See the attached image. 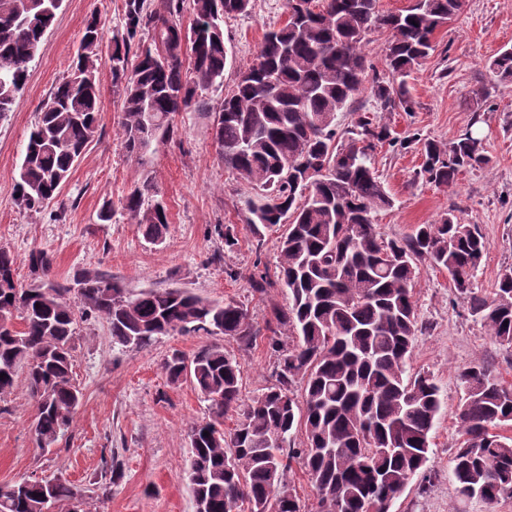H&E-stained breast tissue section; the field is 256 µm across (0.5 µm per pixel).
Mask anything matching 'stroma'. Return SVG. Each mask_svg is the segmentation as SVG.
Instances as JSON below:
<instances>
[{
	"instance_id": "1",
	"label": "stroma",
	"mask_w": 512,
	"mask_h": 512,
	"mask_svg": "<svg viewBox=\"0 0 512 512\" xmlns=\"http://www.w3.org/2000/svg\"><path fill=\"white\" fill-rule=\"evenodd\" d=\"M123 6L124 0H64L29 65L24 89L0 120V248L14 256L17 279L24 285L38 281L29 254L42 250L53 259L52 278L65 286L75 287L81 273L105 272L132 294L183 288L208 300H235L255 326H265L271 303L287 306L288 297L278 287L270 298L254 295L247 277L257 269L277 274L286 225L259 237L252 233L247 202L259 199L262 191L225 169L212 137V112L176 113L172 138L143 153L129 152L107 53L96 62L102 96L95 137L48 205L30 212L16 202V169L27 135L56 84L74 70L87 21L98 19L105 35H112L123 23ZM287 18L286 0H251L247 12L225 19L224 85L207 92L210 105H218L234 87L266 32ZM433 44L407 79L412 111H378L370 92L362 91L337 114L336 139L346 140L363 113H376L393 141L376 148L373 165L395 201L392 209L374 214L378 232L399 240L450 212L461 223L478 225L489 247L473 286L488 294L512 267V81L488 68L490 59L512 46V0H465L462 12L435 32ZM469 130L482 138L488 161L462 172L448 187L420 176L418 149L397 145L415 132L449 143ZM147 179L169 215L165 237L157 244L145 240L122 213L108 222L98 218L105 202L119 203ZM222 225L237 238L234 249H225L218 233ZM413 294L420 331L408 372L430 375L443 407L425 473L414 477L390 512H512V498L492 507L461 498L448 478L460 442L458 374L481 361L512 389V347L490 338L447 271L420 264ZM213 341L199 332L122 347L113 344L106 319L79 317L72 381L83 398L74 422L52 449L40 448L32 429L35 400L26 382H17L0 397V487L60 477L79 490L85 512H196L187 478L188 430L208 421L210 412L190 381L169 384L162 365L173 350L189 355ZM222 344L243 366V399L274 383L275 358L264 341L246 347L226 337Z\"/></svg>"
}]
</instances>
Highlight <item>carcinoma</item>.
Segmentation results:
<instances>
[{
    "label": "carcinoma",
    "instance_id": "1",
    "mask_svg": "<svg viewBox=\"0 0 512 512\" xmlns=\"http://www.w3.org/2000/svg\"><path fill=\"white\" fill-rule=\"evenodd\" d=\"M62 2L0 0V119L23 90L29 63ZM192 4L194 16L211 18L212 26H184L182 0H125L123 29L113 32L108 52L131 152L169 138L175 113L208 110L203 93L224 86V17L246 12L250 0ZM463 6L464 0H414L385 14L377 0H287V22L264 36L252 64L224 96L213 126L218 154L225 168L265 191L260 202L248 203V224L257 235L288 225L277 281L248 277L254 293L268 295L278 285L288 294V306L272 304L265 329L233 300L218 303L181 288L129 296L101 272L77 279L73 300L71 289L47 279L53 261L44 251L32 252L29 264L45 279L16 285L14 257L0 249V318L9 322L0 325V395L24 376L37 403L33 426L41 447L69 431L81 402L71 379L74 308L104 317L112 342L123 347L201 330L249 347L264 334L276 357L275 384L247 403L241 363L220 344L204 345L191 357L175 350L163 363L170 383L188 379L210 402L211 421L190 428L188 481L196 512H304L288 487L295 458L303 460L316 491L317 512H390L388 495L402 493L425 471L442 410L433 378L407 375L418 333L417 263L447 270L488 335L509 347L512 269L501 273L490 296L473 288L488 242L477 225L462 224L451 212L401 240H384L373 213L393 208L394 201L371 160L390 130L365 114L353 136L338 144L335 120L362 89V47L375 29L391 33V78L373 80L371 94L382 111H411L407 77L434 50L435 31ZM102 44L93 18L75 70L56 86L28 136L16 180L25 210L37 211L57 196L97 133L101 90L95 71ZM489 69L512 80V47L491 59ZM146 112L164 123L144 127ZM411 145L420 146V174L438 185L449 186L464 169L487 162L470 131L449 144L415 132L401 143ZM152 191L144 181L121 209L156 243L169 221L164 202L145 205ZM459 379L462 440L449 479L458 496L494 504L512 497V436L496 432L512 426V389L482 362L463 369ZM298 380L305 385L302 412L290 396ZM231 411L240 420L227 434L222 422ZM298 427L304 448L294 447ZM78 496L64 479H24L0 489V512H43L47 500L65 506Z\"/></svg>",
    "mask_w": 512,
    "mask_h": 512
}]
</instances>
